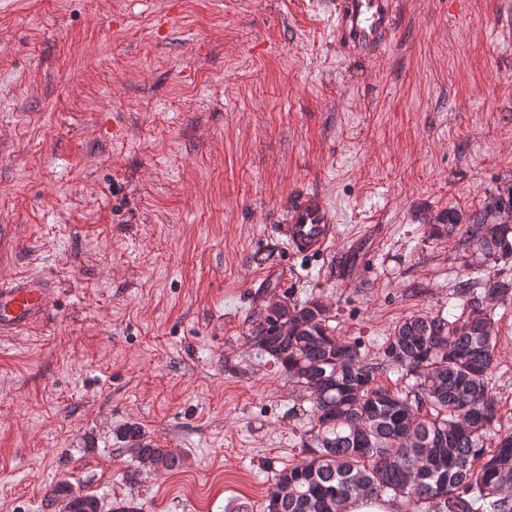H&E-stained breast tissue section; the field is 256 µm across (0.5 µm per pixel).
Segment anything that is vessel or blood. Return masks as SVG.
<instances>
[{"label":"vessel or blood","mask_w":512,"mask_h":512,"mask_svg":"<svg viewBox=\"0 0 512 512\" xmlns=\"http://www.w3.org/2000/svg\"><path fill=\"white\" fill-rule=\"evenodd\" d=\"M396 21L394 0H338L334 31L349 54L370 56L388 40ZM336 235L335 218L321 198L303 194L290 210L284 236L295 254L324 251ZM49 284L20 277L0 284V335L10 336L37 324L47 305Z\"/></svg>","instance_id":"b4317fda"}]
</instances>
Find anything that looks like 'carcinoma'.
<instances>
[{"instance_id": "carcinoma-1", "label": "carcinoma", "mask_w": 512, "mask_h": 512, "mask_svg": "<svg viewBox=\"0 0 512 512\" xmlns=\"http://www.w3.org/2000/svg\"><path fill=\"white\" fill-rule=\"evenodd\" d=\"M512 212V187L463 217L440 214L433 233L459 236L465 252L484 261L512 255V225L497 216ZM459 315L413 314L388 337L382 361L336 335L316 302H278L252 325L261 353L282 366L288 381L312 403L303 457L280 470L266 496V512H345L354 496H388L415 512H512V430L497 428L490 394L497 363L496 336L486 331L491 313L475 293L460 291ZM484 295L512 296V278H489ZM390 366L408 380L391 390L377 376ZM137 471L173 470L180 460L143 441L130 425ZM63 497L71 512H100L99 500L62 481L48 502Z\"/></svg>"}]
</instances>
